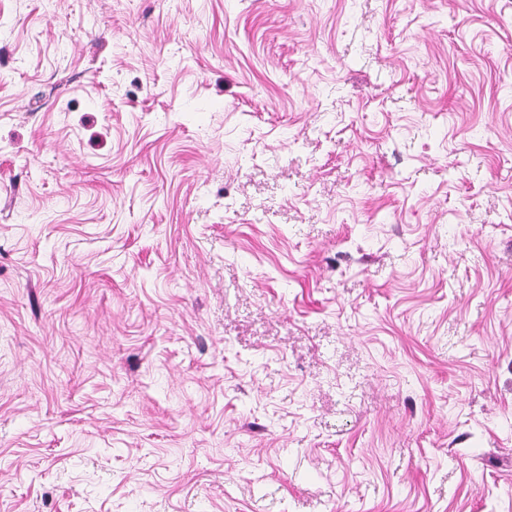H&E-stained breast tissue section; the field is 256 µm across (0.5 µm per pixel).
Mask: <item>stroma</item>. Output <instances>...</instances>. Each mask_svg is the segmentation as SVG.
<instances>
[{"mask_svg": "<svg viewBox=\"0 0 512 512\" xmlns=\"http://www.w3.org/2000/svg\"><path fill=\"white\" fill-rule=\"evenodd\" d=\"M0 52V512H512V0H0Z\"/></svg>", "mask_w": 512, "mask_h": 512, "instance_id": "35a3bbf8", "label": "stroma"}]
</instances>
